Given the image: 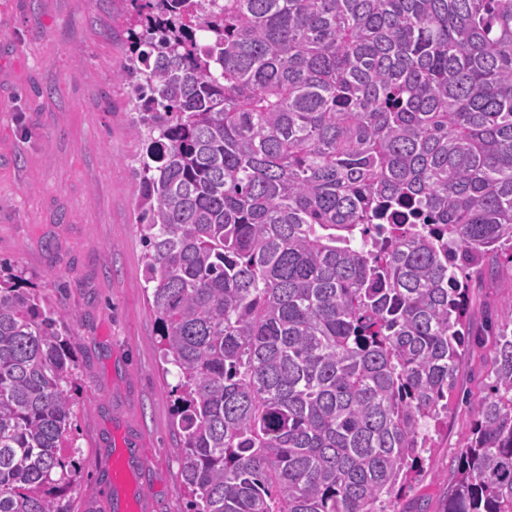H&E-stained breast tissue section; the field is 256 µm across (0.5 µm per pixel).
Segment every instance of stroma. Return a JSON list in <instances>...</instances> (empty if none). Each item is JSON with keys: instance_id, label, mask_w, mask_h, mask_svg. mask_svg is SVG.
Here are the masks:
<instances>
[{"instance_id": "1", "label": "stroma", "mask_w": 512, "mask_h": 512, "mask_svg": "<svg viewBox=\"0 0 512 512\" xmlns=\"http://www.w3.org/2000/svg\"><path fill=\"white\" fill-rule=\"evenodd\" d=\"M127 0H0V257L73 318L81 473L73 512H106L107 455L141 449L148 512H185L174 421L176 373L162 374L158 324L144 292L124 63ZM512 309V276L473 275L471 338L459 396L434 435L419 481L396 512H444L470 421Z\"/></svg>"}]
</instances>
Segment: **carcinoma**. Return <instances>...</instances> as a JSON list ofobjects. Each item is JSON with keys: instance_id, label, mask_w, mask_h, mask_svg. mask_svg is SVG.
I'll use <instances>...</instances> for the list:
<instances>
[{"instance_id": "1", "label": "carcinoma", "mask_w": 512, "mask_h": 512, "mask_svg": "<svg viewBox=\"0 0 512 512\" xmlns=\"http://www.w3.org/2000/svg\"><path fill=\"white\" fill-rule=\"evenodd\" d=\"M189 512H390L512 269V0H129ZM69 314L0 261V512H71ZM444 512H512V315Z\"/></svg>"}]
</instances>
